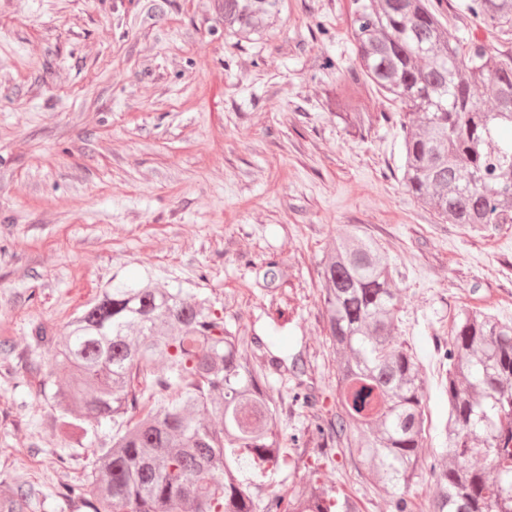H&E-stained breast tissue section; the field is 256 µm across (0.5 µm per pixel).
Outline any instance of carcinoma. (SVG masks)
<instances>
[{
  "label": "carcinoma",
  "instance_id": "obj_1",
  "mask_svg": "<svg viewBox=\"0 0 512 512\" xmlns=\"http://www.w3.org/2000/svg\"><path fill=\"white\" fill-rule=\"evenodd\" d=\"M283 0H224V32L259 40L280 22ZM492 31H512V0H471ZM357 67L339 100L359 132L361 86L395 103L403 139L402 183L439 220L475 231L512 224V56L482 41L467 50L430 0H352ZM324 322L336 358L331 417L309 387L312 433L336 442L371 484L414 512L408 491L427 444L420 363L397 336L400 302L389 255L352 226L321 267ZM55 349L68 372L54 401L59 432L80 442L90 424L112 423L89 481L91 512H360L319 477L289 499L258 491L292 460L282 451L278 407L252 348L224 312L181 288L121 282L74 317ZM444 358L445 448L431 465L427 512H512V320L462 309ZM154 400L139 415L144 395ZM21 489L0 494V512H27Z\"/></svg>",
  "mask_w": 512,
  "mask_h": 512
}]
</instances>
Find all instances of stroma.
<instances>
[{
  "label": "stroma",
  "mask_w": 512,
  "mask_h": 512,
  "mask_svg": "<svg viewBox=\"0 0 512 512\" xmlns=\"http://www.w3.org/2000/svg\"><path fill=\"white\" fill-rule=\"evenodd\" d=\"M431 2L460 44L512 55V32L489 33L467 0ZM350 4L284 0L275 31L233 45L224 0H0V489L30 491L29 512H90L66 487L112 439L108 423L79 444L59 433L64 374L34 327L62 335L117 282L181 288L302 352L331 415L319 270L350 225L389 254L401 291L397 334L420 362L430 425L410 496L427 507L451 320L461 308L512 319V224L470 232L418 204L400 183L396 108L377 92L362 97L368 132L339 120ZM265 377L288 454L331 448L287 368ZM321 478L361 512H394L348 459Z\"/></svg>",
  "instance_id": "stroma-1"
}]
</instances>
